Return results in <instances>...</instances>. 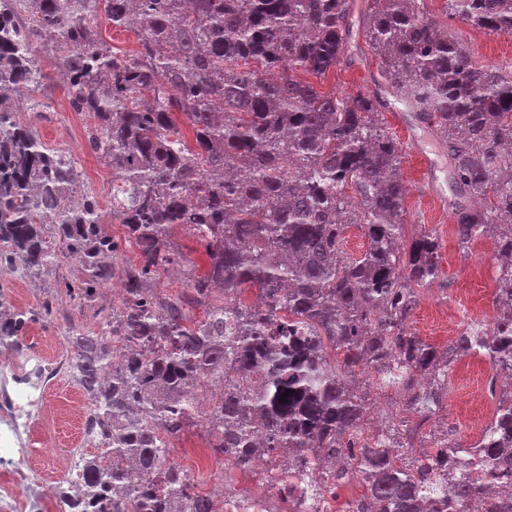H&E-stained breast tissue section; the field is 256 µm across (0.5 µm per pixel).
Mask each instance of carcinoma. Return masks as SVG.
Here are the masks:
<instances>
[{"label":"carcinoma","instance_id":"obj_1","mask_svg":"<svg viewBox=\"0 0 512 512\" xmlns=\"http://www.w3.org/2000/svg\"><path fill=\"white\" fill-rule=\"evenodd\" d=\"M423 0H372L362 29L381 59L379 85L448 155L459 246L494 230L501 259L489 330L469 325L447 349L408 332L417 289L438 277V238L406 239L403 152L383 126L386 95L346 98L322 79L352 64L350 0H0V99L23 86L38 52L58 53L72 109L112 169L106 193L83 189L77 162L34 123L0 108V266L57 268L76 258L80 305L112 281L120 220L139 264L125 270L120 310L60 330L67 369L86 397L87 437L109 450L89 461L72 498L92 512H224L171 461L209 385L207 445L250 470L309 453L336 484L358 479L361 512H495L512 499V397L468 448L443 441L404 462L383 437L358 438L376 381L409 391L408 436L448 394L453 357L480 353L512 377V70L486 66L420 10ZM450 13L512 35V0H448ZM134 33L120 55L101 20ZM192 131L189 144L179 118ZM178 225L203 247V271L168 241ZM351 225L367 239L344 249ZM189 268L191 295L146 283ZM249 288L260 299L241 302ZM202 309L192 317L186 306ZM286 397H281L284 392Z\"/></svg>","mask_w":512,"mask_h":512}]
</instances>
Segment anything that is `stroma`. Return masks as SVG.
<instances>
[{"label": "stroma", "instance_id": "35a3bbf8", "mask_svg": "<svg viewBox=\"0 0 512 512\" xmlns=\"http://www.w3.org/2000/svg\"><path fill=\"white\" fill-rule=\"evenodd\" d=\"M425 12L441 29L459 37L476 61L503 67L512 64V36L489 35L473 28L449 14L446 0H425ZM351 44L357 50L354 63L327 74L319 83V90L333 91L340 96L371 91L379 74L380 60L367 50L365 35L357 24L352 28ZM46 71L51 81L37 121L40 136L48 147L71 151L82 167L85 184L102 189L107 185L110 171L88 147V120L82 113L63 108V87L55 58H48ZM403 110V105L394 104L383 110L381 120L404 153L402 170L408 186L404 201L408 231L435 234L440 243L439 278L430 288L419 291L407 326L409 332L442 348L446 345V331L466 321H477L489 328L498 317L496 237L490 232L474 240L468 249L460 248L446 204L449 196L448 159L439 153L430 135L401 120ZM79 279V267L74 263L25 276L0 269V325L10 322L22 311L29 317L20 335L0 333V372L8 369L16 347L22 343L31 353L43 356L47 369H55L64 363L66 347L60 333L57 327L43 322L40 310L48 301L59 321L92 324L91 312L76 308L59 287L60 282L75 284ZM501 380L489 358L457 356L448 373V393L442 408L423 426L413 442H405L403 438L397 416L402 395L392 388L368 390L369 413L363 432L370 436L383 431L405 458L433 448L436 435L441 433L460 445H472L494 415L501 395L496 385ZM66 397L67 392L63 389L47 395L48 409L54 421L51 425L52 445L40 451L39 464L45 470L54 471L65 466L70 449L77 445L82 434L77 420L62 410ZM173 459L190 475L196 492L202 494L212 493L214 485L233 471L231 465L225 464L223 458L214 456L207 448L203 421L199 418L176 442Z\"/></svg>", "mask_w": 512, "mask_h": 512}]
</instances>
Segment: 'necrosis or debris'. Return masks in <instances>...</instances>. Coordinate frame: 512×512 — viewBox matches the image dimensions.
I'll use <instances>...</instances> for the list:
<instances>
[{
  "mask_svg": "<svg viewBox=\"0 0 512 512\" xmlns=\"http://www.w3.org/2000/svg\"><path fill=\"white\" fill-rule=\"evenodd\" d=\"M49 384L43 368L31 364L24 350L16 353L9 372L0 378V414L9 418L22 443L11 456L0 458V489L14 512H49L52 502L48 488L73 487L83 461L94 456L91 447L81 445L71 450L61 475L34 477L31 453L23 443L47 426L45 392ZM264 465L275 472V480L240 492L225 491L224 512H359L356 500L337 496L336 482L330 474H323V493L317 498L306 476L280 467L274 459L265 460Z\"/></svg>",
  "mask_w": 512,
  "mask_h": 512,
  "instance_id": "obj_1",
  "label": "necrosis or debris"
}]
</instances>
